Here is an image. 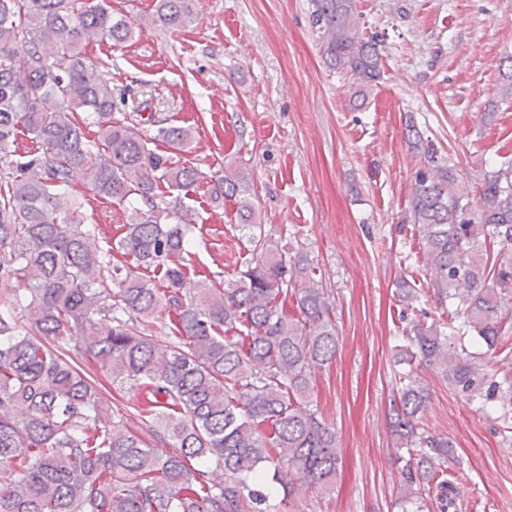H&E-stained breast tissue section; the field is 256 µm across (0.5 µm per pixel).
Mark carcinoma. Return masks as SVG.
Listing matches in <instances>:
<instances>
[{
    "mask_svg": "<svg viewBox=\"0 0 512 512\" xmlns=\"http://www.w3.org/2000/svg\"><path fill=\"white\" fill-rule=\"evenodd\" d=\"M310 4L325 62L354 76L360 109L382 79L383 40L363 34L354 0ZM191 20L188 0H157L139 26ZM134 35L107 0H0V512H282L302 490L323 499L342 460L310 400L339 346L330 295L307 255L261 224L249 174L204 172L157 149L187 150L189 127L159 122L147 134L115 116L126 92L85 47ZM21 134L36 148L19 152ZM405 137L418 165L403 223L419 232L441 313L412 321L401 350L479 409L499 403L506 424L512 366L497 354L512 329V162L472 184L411 120ZM77 174L127 211L117 237L88 223ZM206 181L212 201L235 200L248 257L237 278L210 272L188 296L196 219L184 194ZM398 296L414 311L421 293L403 277ZM164 314L171 335L158 338ZM466 336L484 351L455 343ZM88 357L176 452L158 455L126 413H109L79 365ZM425 402L414 370L394 375L399 512H423L433 489L448 509L453 445L421 424Z\"/></svg>",
    "mask_w": 512,
    "mask_h": 512,
    "instance_id": "1",
    "label": "carcinoma"
}]
</instances>
